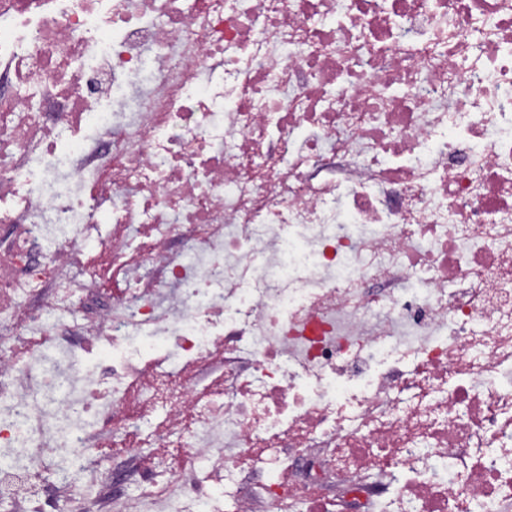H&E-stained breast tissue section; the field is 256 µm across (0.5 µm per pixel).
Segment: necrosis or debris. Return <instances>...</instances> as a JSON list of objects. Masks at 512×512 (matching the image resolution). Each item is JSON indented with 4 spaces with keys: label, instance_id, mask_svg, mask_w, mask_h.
Listing matches in <instances>:
<instances>
[{
    "label": "necrosis or debris",
    "instance_id": "1",
    "mask_svg": "<svg viewBox=\"0 0 512 512\" xmlns=\"http://www.w3.org/2000/svg\"><path fill=\"white\" fill-rule=\"evenodd\" d=\"M186 409L163 512H512V0H0V500ZM104 271L109 278H112V267H106ZM104 271L100 266L99 286L91 295L86 297L85 304H83V310L90 317L97 316L101 309L109 302V297L112 295V282L106 281Z\"/></svg>",
    "mask_w": 512,
    "mask_h": 512
}]
</instances>
